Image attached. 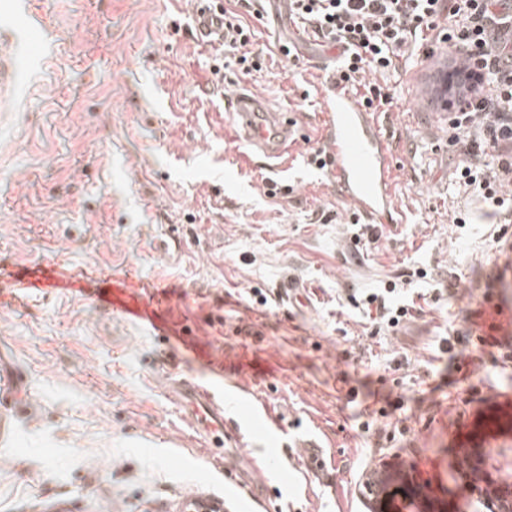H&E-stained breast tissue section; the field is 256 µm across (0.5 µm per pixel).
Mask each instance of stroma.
<instances>
[{
	"label": "stroma",
	"mask_w": 512,
	"mask_h": 512,
	"mask_svg": "<svg viewBox=\"0 0 512 512\" xmlns=\"http://www.w3.org/2000/svg\"><path fill=\"white\" fill-rule=\"evenodd\" d=\"M231 8L263 71L214 75L224 46L197 44L192 0H0V56L22 64L0 103V373L18 388L0 391V512H182L189 490L223 512H400L423 486L475 512L456 460L478 420L512 410V342L489 345L487 306L512 305V266L486 205L453 178L460 156L439 129L462 89L453 62L367 74L394 96L377 118L406 221L354 224L308 162L337 49L312 39L282 56L297 31L288 0ZM243 85L297 120L282 172L243 157L227 110ZM56 263L128 278L134 297L159 290L171 323L242 358L289 425L279 445L243 448L261 477L231 482L169 393L172 378L216 384L194 351L63 289L9 291L17 268ZM390 282L421 310L379 331L351 299ZM306 437L335 462L334 486L299 463ZM374 471L393 492L370 510Z\"/></svg>",
	"instance_id": "35a3bbf8"
}]
</instances>
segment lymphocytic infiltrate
Masks as SVG:
<instances>
[{
    "instance_id": "obj_1",
    "label": "lymphocytic infiltrate",
    "mask_w": 512,
    "mask_h": 512,
    "mask_svg": "<svg viewBox=\"0 0 512 512\" xmlns=\"http://www.w3.org/2000/svg\"><path fill=\"white\" fill-rule=\"evenodd\" d=\"M289 6L318 40L340 47L335 84L361 90L373 112L392 98L366 82V74L397 71L417 55L469 56L466 103L448 115V140L462 155L455 177L488 205L489 217L512 223V39L504 37L512 30V0H289ZM224 36L242 74L263 70L264 54L250 48L251 27L230 10ZM359 304L386 328L398 327L413 309L393 283L364 294Z\"/></svg>"
}]
</instances>
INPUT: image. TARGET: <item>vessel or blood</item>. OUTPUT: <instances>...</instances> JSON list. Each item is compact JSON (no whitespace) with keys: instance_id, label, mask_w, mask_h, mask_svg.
Wrapping results in <instances>:
<instances>
[{"instance_id":"vessel-or-blood-1","label":"vessel or blood","mask_w":512,"mask_h":512,"mask_svg":"<svg viewBox=\"0 0 512 512\" xmlns=\"http://www.w3.org/2000/svg\"><path fill=\"white\" fill-rule=\"evenodd\" d=\"M211 2L194 0L193 28L202 44L224 38V17ZM229 110L237 128L236 138L246 148L248 159L263 158L266 168L276 169L298 140L295 120L243 88L232 95ZM322 118L331 158L328 175L337 192L367 223H396L397 209L391 191L392 154L374 114L366 110L356 92L331 86L322 92ZM14 283L22 289L64 288L107 303L112 300L114 288L129 285L125 279L102 278L86 271L64 277L53 264L29 268ZM176 391L191 421L213 439L240 442L238 428L228 427L224 416L223 388L183 380L178 382ZM232 395L248 422L271 435L280 432L279 422L270 418L266 406L253 401L246 384L236 383ZM298 446L307 469L323 484H332L335 467L327 463L320 445L306 438Z\"/></svg>"}]
</instances>
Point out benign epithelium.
Wrapping results in <instances>:
<instances>
[{
	"label": "benign epithelium",
	"mask_w": 512,
	"mask_h": 512,
	"mask_svg": "<svg viewBox=\"0 0 512 512\" xmlns=\"http://www.w3.org/2000/svg\"><path fill=\"white\" fill-rule=\"evenodd\" d=\"M468 471L463 489L483 505L486 512H512V478L498 475L490 464L491 452L484 440L474 437L464 445Z\"/></svg>",
	"instance_id": "1"
}]
</instances>
